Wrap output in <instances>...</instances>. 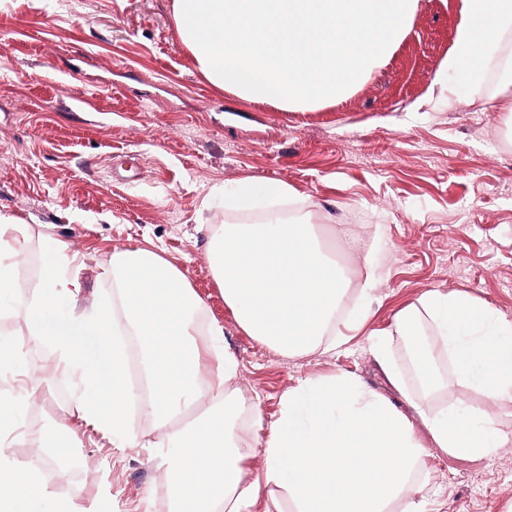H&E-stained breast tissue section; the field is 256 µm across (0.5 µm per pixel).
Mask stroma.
Listing matches in <instances>:
<instances>
[{
    "label": "stroma",
    "mask_w": 512,
    "mask_h": 512,
    "mask_svg": "<svg viewBox=\"0 0 512 512\" xmlns=\"http://www.w3.org/2000/svg\"><path fill=\"white\" fill-rule=\"evenodd\" d=\"M460 20L459 0H421L383 69L335 105L284 112L194 69L173 0H0V214L30 232L0 327L23 324L21 307L53 276L50 241L77 254L85 303L111 302L114 250L149 248L186 275L202 322L223 326L234 385L265 428L288 389L342 372L411 413L377 361L374 333L429 291L467 295L512 323V137L491 107L512 76L492 70L475 84L441 71ZM246 179L295 196L238 211ZM284 213L350 229L363 240L352 267L376 268L368 316L336 351L285 357L260 344L212 275L213 226ZM19 349L41 381L21 415L0 417L17 471L30 466L28 437L64 425L78 446L71 470L44 467L49 498L133 512L149 490L150 512H171L154 452L115 447L79 417L80 381L56 373L51 346ZM497 427L509 441L492 458L428 448L421 476L435 512H512V415L500 412Z\"/></svg>",
    "instance_id": "obj_1"
}]
</instances>
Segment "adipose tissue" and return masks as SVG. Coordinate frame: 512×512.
Returning <instances> with one entry per match:
<instances>
[{"label": "adipose tissue", "instance_id": "ef3b65f1", "mask_svg": "<svg viewBox=\"0 0 512 512\" xmlns=\"http://www.w3.org/2000/svg\"><path fill=\"white\" fill-rule=\"evenodd\" d=\"M461 21L441 68L478 79L489 68H512V53L491 61L490 48L512 42V0H460ZM27 225L0 215V312L9 308ZM346 232L322 234L308 216L269 224H228L214 230L209 261L225 305L248 335L286 357L345 342L344 329L362 326L345 318L351 296H365L372 273L346 275L337 251H352ZM55 275L28 301L22 315L33 343L53 344L62 375H80L84 388L76 408L87 423L112 431L127 447L140 445L128 420L138 400L126 379L123 337H131L143 361L150 397L142 403L154 422L155 449L167 477V491L179 512H249L266 485L284 488L295 512H427L417 480L424 445L414 434L422 423L435 447L458 458H491L503 440L491 417L465 408L434 412L416 405L417 419L396 410L350 373L310 379L282 397V413L263 443L261 478L244 482L242 450L250 430L226 419L225 409L261 419L233 389L238 363L224 346L218 323L201 325L203 301L185 275L146 248L112 253L113 286L119 313L91 303L80 306L81 284L68 273L64 245L53 244ZM440 343L451 367L442 376L431 348L420 346L422 329ZM408 345V361L422 387L442 390L467 381L490 402L512 400V325L492 308L467 296L426 292L401 310L389 331L379 333L374 351L390 383L408 394L404 370L391 359L394 341ZM222 391L224 403L200 409L203 398ZM139 401V400H138ZM196 418H187L192 408ZM42 469L18 475L0 448V512H15L26 491V512H76L64 500L41 495Z\"/></svg>", "mask_w": 512, "mask_h": 512}]
</instances>
